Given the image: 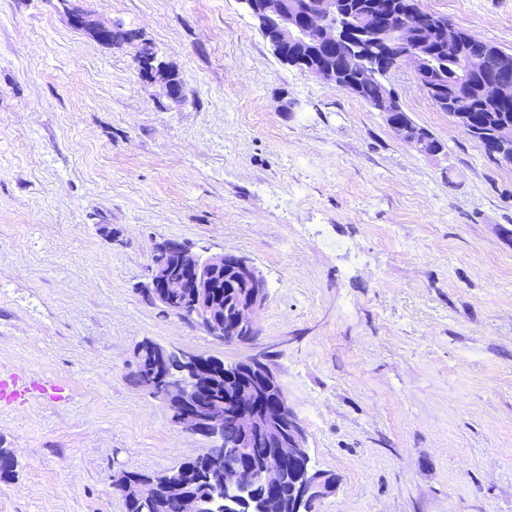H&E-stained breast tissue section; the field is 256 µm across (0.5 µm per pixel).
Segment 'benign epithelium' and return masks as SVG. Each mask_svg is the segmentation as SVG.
I'll use <instances>...</instances> for the list:
<instances>
[{"label": "benign epithelium", "instance_id": "7a95c632", "mask_svg": "<svg viewBox=\"0 0 512 512\" xmlns=\"http://www.w3.org/2000/svg\"><path fill=\"white\" fill-rule=\"evenodd\" d=\"M244 3L259 31L283 62L294 64L286 50L305 41L310 29L320 31L326 51L334 54L345 51L363 64L367 75L384 64V55L377 53V48L396 45L402 48L397 60L413 67L431 100L446 101L448 108L455 109L453 97L439 96L441 88L423 78L427 56L424 35L439 34L448 39V46L455 47L460 43L459 34L452 25L438 22L432 14L421 10L418 0H408L406 7L399 11V18L389 26L380 21L377 0L368 3L367 10L357 17L345 14L341 9L342 0H244ZM69 18L72 25L90 32L96 40L104 44L112 41V28L94 22L87 10L73 7L69 9ZM465 66L470 71L486 74L495 97H512V67L508 63H492L485 52L476 49L467 53ZM492 135L500 163L511 166L512 126L500 124ZM226 269L234 270L249 288V295L241 299L235 309L232 342L254 345L259 339L258 316L267 294L263 278L248 257L222 252L203 257L188 246L167 239L161 243L157 257L151 259V282L166 299L190 293L193 305L201 313L215 276ZM182 355L188 369L179 376L167 377L158 395L169 404L184 406L186 411L175 424L187 433L209 439L210 449L216 451L222 446L218 429L224 422V407L205 406L197 398L201 375L196 354L184 351ZM246 364L261 372L260 388L232 392L235 407L232 417L244 436H263L270 452L266 463L248 470L241 488L255 482L274 490L283 479L285 463L306 453V435L300 423L291 418L285 394H280L266 407L256 406L259 390H273L276 376L258 357L249 359ZM335 487L336 483L323 481L322 472L313 471L299 485V497L315 503L334 492Z\"/></svg>", "mask_w": 512, "mask_h": 512}]
</instances>
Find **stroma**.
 Instances as JSON below:
<instances>
[{"label": "stroma", "mask_w": 512, "mask_h": 512, "mask_svg": "<svg viewBox=\"0 0 512 512\" xmlns=\"http://www.w3.org/2000/svg\"><path fill=\"white\" fill-rule=\"evenodd\" d=\"M0 0V512H124L120 470L206 452L130 378L149 339L225 364L266 355L336 475L315 512H512V167L440 111L410 66L384 77L435 159L382 113L283 64L243 0ZM512 53V0H420ZM151 44L182 84L143 78ZM172 239L249 257L258 346L144 297ZM62 387L60 397L40 392ZM69 18L73 26L78 27L80 30L90 32V34L99 42L104 44L109 43L112 39L122 41L127 33L120 28V24H117L112 34V27H106L99 25L91 19V14L81 8L73 7L70 8Z\"/></svg>", "instance_id": "obj_1"}]
</instances>
